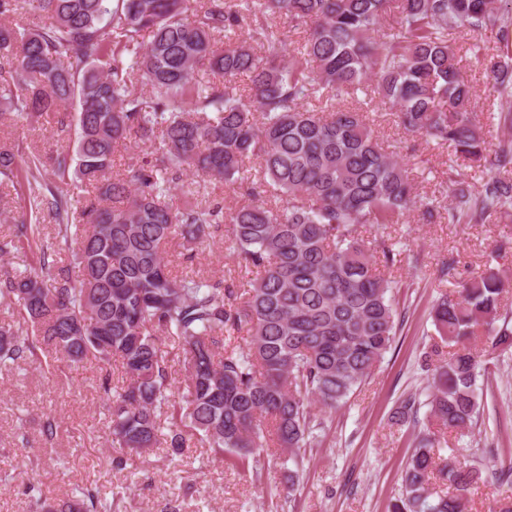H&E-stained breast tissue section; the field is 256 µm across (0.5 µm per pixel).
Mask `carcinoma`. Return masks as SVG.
<instances>
[{
	"label": "carcinoma",
	"instance_id": "cac0c4a2",
	"mask_svg": "<svg viewBox=\"0 0 512 512\" xmlns=\"http://www.w3.org/2000/svg\"><path fill=\"white\" fill-rule=\"evenodd\" d=\"M32 1L44 20L0 25V117L50 112L75 140L51 158V183L41 157L21 166L22 146L0 144V187L26 202L0 257L39 251L0 276L11 309L0 365L40 351L69 366L120 361L122 386L108 374L100 382L110 445L124 452L112 459L117 470L127 454L161 445L177 454L191 442L244 467L273 440L299 464L324 430L312 405L342 406L396 336L393 271L411 244L367 243L362 229L410 213L422 224H512V139H488L460 67V51L477 56L480 46L456 45L462 33H494L501 54L486 71L512 97V0H203L193 12L189 0ZM382 108L451 149L441 195L417 192L396 146L375 133L370 115ZM134 143L150 144L152 160L132 156L114 170L116 152ZM465 162L480 168L477 190ZM189 173L242 203L173 206ZM75 183L88 189L74 196L65 187ZM226 224L245 272L237 286L172 272L171 248L191 263ZM63 252L79 279L57 266ZM510 291L512 276L490 266L433 304L439 336L456 346L431 372L437 425L478 423L481 370L466 341L484 335L512 348ZM242 333L246 345L231 344ZM170 338L183 351L179 400L163 350ZM416 414L408 396L394 418ZM435 444L417 436L391 512H463L482 471L453 458L439 465ZM488 463L512 488V461ZM38 505L112 512L97 485Z\"/></svg>",
	"mask_w": 512,
	"mask_h": 512
}]
</instances>
